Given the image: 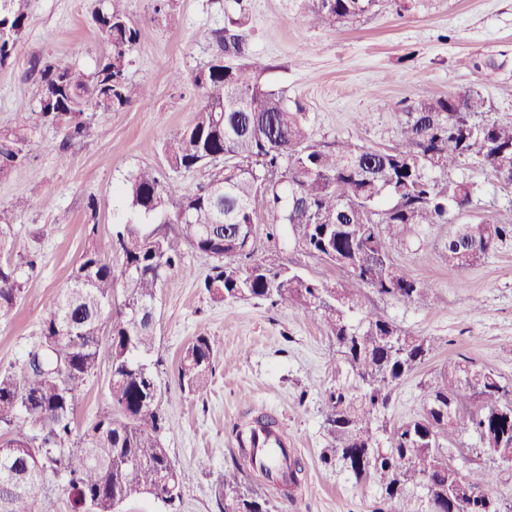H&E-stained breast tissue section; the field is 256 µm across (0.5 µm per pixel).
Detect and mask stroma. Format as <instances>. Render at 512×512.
<instances>
[{
  "instance_id": "1",
  "label": "stroma",
  "mask_w": 512,
  "mask_h": 512,
  "mask_svg": "<svg viewBox=\"0 0 512 512\" xmlns=\"http://www.w3.org/2000/svg\"><path fill=\"white\" fill-rule=\"evenodd\" d=\"M312 0H175L155 12V0H123L140 30L130 52L128 77L145 99L115 112H96L97 135L63 143L39 124V83L29 72L35 59L64 57L91 67L102 50L90 0H35L11 63L0 68V131H25L28 159L0 176V208L19 198L29 205L14 226L10 253L0 260L33 255L27 283L12 315L0 319V371L19 369L38 343L45 317L69 285L85 250L94 249L120 268L113 239L130 217L116 187L138 167L151 166L172 194L195 189L203 170L175 171L159 146L185 130L201 107L192 81L196 69L218 51L211 38L228 18L246 14V49L270 62L264 81L300 107L313 143L337 139L383 149L396 135L395 109L474 89L486 99L488 121L512 122V0H381L350 27L321 28L309 21ZM181 79H172V72ZM67 162H60V155ZM449 180L474 183L471 206L451 223L428 227L407 244L395 245L394 263L428 284L426 303H410L365 290L363 306L401 329L429 338L430 358L393 390L380 421L396 427L423 409V388L448 362L470 359L512 384V240L468 269L448 268L443 246L457 225L477 219L512 220V188L490 171L461 163ZM257 218L259 255L314 279L336 280L325 261L296 246V233L268 234ZM186 273L167 278L157 299L156 344L150 356L163 392L171 428L162 443L175 464L181 499L175 512H221L215 493L231 468L234 425L267 414L288 429L291 450L305 467L293 501L274 498L272 512H374L375 481H356L347 469L325 463L328 443L323 393L355 387L338 359L327 329L297 305L274 307L264 300L217 302L203 287L212 258L186 249ZM206 334L222 343L208 389L182 390L177 366L183 348ZM108 365L83 386L74 415L81 436L109 403ZM460 474L494 472L492 495L512 507V465L483 453L467 431L447 444ZM207 468H199V459Z\"/></svg>"
}]
</instances>
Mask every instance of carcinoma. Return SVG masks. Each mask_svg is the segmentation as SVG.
<instances>
[{"label": "carcinoma", "mask_w": 512, "mask_h": 512, "mask_svg": "<svg viewBox=\"0 0 512 512\" xmlns=\"http://www.w3.org/2000/svg\"><path fill=\"white\" fill-rule=\"evenodd\" d=\"M123 0H94L92 21L103 50L86 71L69 60L31 62L39 76L38 119L58 130L63 141L95 133L86 112H112L143 96L126 75L127 57L140 31L121 8ZM379 0H313L310 21L317 25L355 23ZM33 0H0V68L15 55L32 12ZM219 52L194 73L203 102L194 122L161 149L176 171L208 170L205 183L173 196L156 170L141 168L126 180L123 194L138 216L166 215L168 232H145L128 221L114 244L122 262V300L116 301L112 264L88 249L70 275V284L43 321L41 342L19 372H0V430L22 419L31 431L7 440L22 451L0 456V512H56L40 495L49 465L67 476L74 512H117L122 502L152 496L167 506L181 498L177 469L163 447L166 418L157 377L146 362L154 343L157 294L168 275L182 273L183 248L211 256L216 264L203 281L215 300L261 298L271 306L300 304L329 331L336 352L356 380V392L340 387L324 392L325 425L331 446L326 463H340L356 479L378 481L375 512H418L411 489L432 483L447 502L463 501L470 512H502L489 493L493 473L466 476L448 461L443 441L461 429L479 437L481 448L498 456L512 449V385L468 360L448 363L425 389L423 414L383 429L376 444L373 424L400 380L424 364L431 340L404 331L362 307L371 288L403 301L424 303L429 288L394 265L393 243L405 244L427 224H446L469 206L476 186L441 177L465 159L496 170L505 160L512 173V123L466 122L488 111L474 89L410 101L399 108V135L388 149L345 141L314 145L300 109L284 93L262 82L270 63L246 54V22L229 20L214 31ZM228 60L229 66L220 65ZM27 138L0 131V173L27 159ZM28 202L0 209V248ZM267 223L297 227L299 246L336 267L337 284L308 278L266 259L242 266L243 242L254 234L257 213ZM512 239V221L482 219L462 224L448 237L444 259L464 270L499 243ZM0 262V318L14 309L25 288L23 267ZM218 342L200 334L182 351L178 379L192 393L207 387ZM109 365L110 406L71 440L77 399L102 361ZM288 495L302 481V466L284 456ZM252 476L273 486L270 471L239 446L233 471L224 475L223 512H270L267 497L239 490Z\"/></svg>", "instance_id": "cac0c4a2"}]
</instances>
